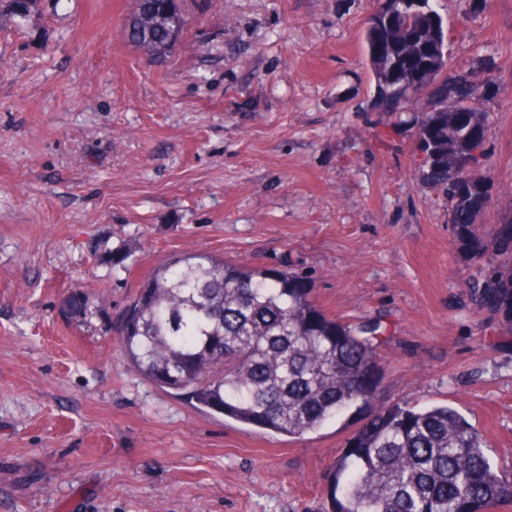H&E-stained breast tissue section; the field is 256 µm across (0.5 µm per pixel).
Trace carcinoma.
Returning a JSON list of instances; mask_svg holds the SVG:
<instances>
[{"instance_id":"1","label":"carcinoma","mask_w":512,"mask_h":512,"mask_svg":"<svg viewBox=\"0 0 512 512\" xmlns=\"http://www.w3.org/2000/svg\"><path fill=\"white\" fill-rule=\"evenodd\" d=\"M412 0H397L398 16L388 26L367 24L363 42L375 81L374 106L394 92L407 119L401 125L442 131L432 151L433 183L453 200L454 242L480 263L469 281L479 313L499 316L512 329V219L490 232L478 223L479 201L490 191L467 168L481 131V157L489 155L485 106L496 96L488 79L475 83L468 102L448 98L440 112L429 110L422 85L402 84L400 75L429 66L448 83L472 70L447 69L448 58L432 51L434 19ZM37 0H0V26L22 27ZM186 16L174 0H136L124 36L154 62L174 48ZM464 175L465 187L448 185ZM494 258L486 261L488 250ZM96 251L102 262L127 268L125 246ZM90 295L74 290L62 303L70 321L85 319ZM118 341L127 363L156 387L185 391L202 410L288 437L315 432L343 411L368 408L381 370L376 359L381 323L357 325L327 316L300 274L227 263L188 253L158 267L131 301ZM332 512H489L512 504V472L492 463L487 442L475 426L448 405L417 408L396 403L373 411L348 440L330 488Z\"/></svg>"}]
</instances>
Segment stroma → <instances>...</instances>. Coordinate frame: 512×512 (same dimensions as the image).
<instances>
[{
  "mask_svg": "<svg viewBox=\"0 0 512 512\" xmlns=\"http://www.w3.org/2000/svg\"><path fill=\"white\" fill-rule=\"evenodd\" d=\"M375 0H186L155 63L135 0H40L0 30V512H329L362 415L294 439L198 409L122 358L141 282L191 252L306 275L316 304L382 321L377 403H447L512 471V334L476 314L478 264L423 182L415 133L372 109ZM453 65L492 61L485 227L512 214V0H438ZM134 249L130 271L92 246ZM107 290L88 323L74 287ZM89 303L88 292L77 288L63 301L61 312L67 320L80 322L88 313Z\"/></svg>",
  "mask_w": 512,
  "mask_h": 512,
  "instance_id": "35a3bbf8",
  "label": "stroma"
}]
</instances>
